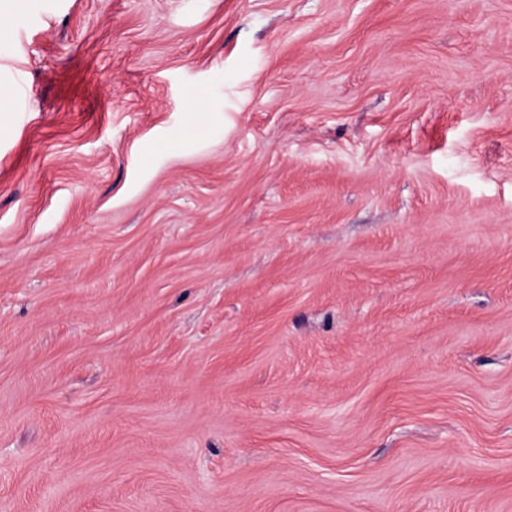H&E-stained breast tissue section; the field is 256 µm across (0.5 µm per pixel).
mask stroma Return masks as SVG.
<instances>
[{
    "mask_svg": "<svg viewBox=\"0 0 512 512\" xmlns=\"http://www.w3.org/2000/svg\"><path fill=\"white\" fill-rule=\"evenodd\" d=\"M24 5L0 512H512V0Z\"/></svg>",
    "mask_w": 512,
    "mask_h": 512,
    "instance_id": "stroma-1",
    "label": "stroma"
}]
</instances>
